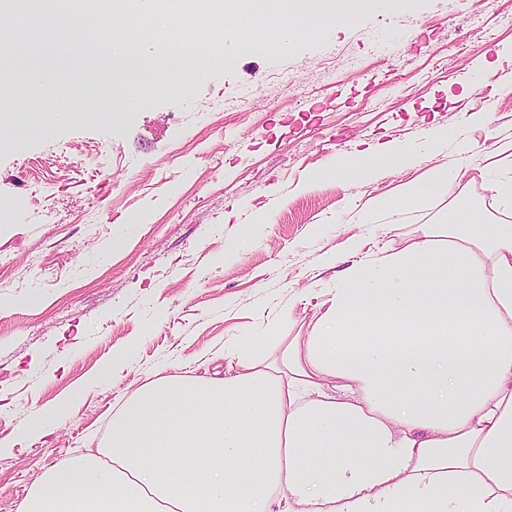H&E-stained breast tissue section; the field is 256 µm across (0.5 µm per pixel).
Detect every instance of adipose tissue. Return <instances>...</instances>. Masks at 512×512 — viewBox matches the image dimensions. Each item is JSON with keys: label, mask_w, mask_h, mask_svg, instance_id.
Here are the masks:
<instances>
[{"label": "adipose tissue", "mask_w": 512, "mask_h": 512, "mask_svg": "<svg viewBox=\"0 0 512 512\" xmlns=\"http://www.w3.org/2000/svg\"><path fill=\"white\" fill-rule=\"evenodd\" d=\"M348 15L321 0L254 19L277 54ZM413 161L384 144L324 175ZM453 215L351 262L275 360L140 388L100 452L52 464L22 512H512V224L462 199Z\"/></svg>", "instance_id": "obj_1"}]
</instances>
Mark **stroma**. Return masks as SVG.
<instances>
[{
    "label": "stroma",
    "mask_w": 512,
    "mask_h": 512,
    "mask_svg": "<svg viewBox=\"0 0 512 512\" xmlns=\"http://www.w3.org/2000/svg\"><path fill=\"white\" fill-rule=\"evenodd\" d=\"M43 2L12 0L0 26L46 39ZM260 6L228 0L225 35L172 36L207 50L189 84L67 31L109 72L114 112L68 96L84 72L67 64L22 94L39 132L0 116V512H19L52 463L96 451L154 373L192 376L225 346L295 335L339 269L451 223L454 198L512 222L494 193L512 175L497 156L512 142V0H376L277 54L253 31ZM386 142L418 162L323 178ZM458 158L470 182L391 214L405 185ZM33 177L45 192L31 198ZM61 405L49 435L10 447Z\"/></svg>",
    "instance_id": "stroma-1"
}]
</instances>
